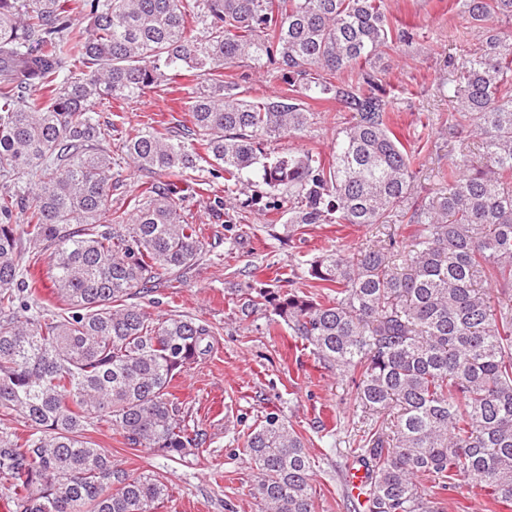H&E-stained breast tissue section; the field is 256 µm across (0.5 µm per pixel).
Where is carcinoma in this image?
Masks as SVG:
<instances>
[{"label": "carcinoma", "mask_w": 512, "mask_h": 512, "mask_svg": "<svg viewBox=\"0 0 512 512\" xmlns=\"http://www.w3.org/2000/svg\"><path fill=\"white\" fill-rule=\"evenodd\" d=\"M0 0V480L13 512H157L165 477L130 474L90 437L107 426L131 451L172 459L204 444L170 386L210 355L213 328L187 315L153 319L136 299L193 266L203 229L184 192H209L201 163L231 193L262 172L288 188L295 230L383 224L404 208L408 244L390 237L353 259L331 249L286 288H261L268 328L283 323L321 365L350 374L371 419L353 449L367 468L363 512H443L435 489L464 476L512 503V0H461L481 46L459 56L448 139L479 136L477 159L448 164L441 190L412 197L414 152L389 127L385 0ZM199 26L193 33L189 23ZM247 58L288 72L286 95L248 99L224 70ZM192 72L194 142L164 123L112 154L97 104L139 97ZM356 74V83L338 80ZM353 113L329 156L264 144L299 137L308 101ZM122 163L180 180L145 186L130 215L112 209ZM50 258L49 309L22 266ZM497 288V300L482 284ZM256 298V299H258ZM256 299L241 306L250 316ZM261 512H315L306 439L275 412L247 433ZM438 480L419 485L415 478Z\"/></svg>", "instance_id": "carcinoma-1"}]
</instances>
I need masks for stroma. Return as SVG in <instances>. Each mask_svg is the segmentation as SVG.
Masks as SVG:
<instances>
[{
	"mask_svg": "<svg viewBox=\"0 0 512 512\" xmlns=\"http://www.w3.org/2000/svg\"><path fill=\"white\" fill-rule=\"evenodd\" d=\"M388 14L397 28L413 34L410 45L395 44L386 74L391 108L390 125L404 144L414 150L420 170L414 192H437L458 144L448 141L443 121L455 107L443 94L452 62L463 52L476 50L480 38L456 0H387ZM230 75L249 96L279 95L288 90V75L252 68L243 61ZM197 77L179 80L171 92H149L127 102L99 109L96 117L107 123L120 117L122 131L141 130L148 119L164 122L173 134L186 135L191 127L185 107ZM316 114L302 137L267 144L268 152L304 150L329 154L336 134L350 112L336 100L312 103ZM244 188L225 197L215 209L214 196L189 195L183 206L194 223L203 225L202 253L179 278H165L141 306L155 318L182 314L211 326L214 350L185 367L171 391L188 412L190 425L206 436L199 453L169 460L150 450H122L107 429L92 437L125 462L131 473H163L169 501L161 512H258L249 495L255 480L244 450L248 427L267 412L282 415L308 441L314 459L312 486L315 512H354L346 499L347 473L354 465L351 450L365 429L368 416L354 398L350 377L321 367L287 327L268 332L270 315L256 307L242 316L231 301L234 291L271 288L282 266L303 271L307 260L327 249L356 256L367 245L394 234L406 241L401 212L387 223L363 226L314 224L294 234L284 226L289 218L287 193H279V211H268V198L259 176H243ZM444 512H512L505 505L489 506L467 478L442 492Z\"/></svg>",
	"mask_w": 512,
	"mask_h": 512,
	"instance_id": "stroma-1",
	"label": "stroma"
}]
</instances>
